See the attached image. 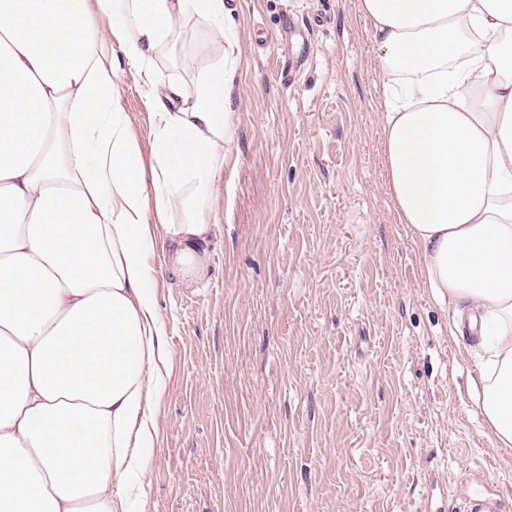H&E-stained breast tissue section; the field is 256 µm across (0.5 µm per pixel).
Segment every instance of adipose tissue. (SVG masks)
Instances as JSON below:
<instances>
[{"mask_svg":"<svg viewBox=\"0 0 512 512\" xmlns=\"http://www.w3.org/2000/svg\"><path fill=\"white\" fill-rule=\"evenodd\" d=\"M400 223L475 395L512 447V0H361ZM190 13L224 53L194 90L157 59ZM224 0H0V512H130L163 327L149 258L199 287L224 208L239 44ZM151 109L141 152L116 66Z\"/></svg>","mask_w":512,"mask_h":512,"instance_id":"obj_1","label":"adipose tissue"}]
</instances>
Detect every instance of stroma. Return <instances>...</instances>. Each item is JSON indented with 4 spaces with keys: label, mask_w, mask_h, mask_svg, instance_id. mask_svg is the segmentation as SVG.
I'll list each match as a JSON object with an SVG mask.
<instances>
[{
    "label": "stroma",
    "mask_w": 512,
    "mask_h": 512,
    "mask_svg": "<svg viewBox=\"0 0 512 512\" xmlns=\"http://www.w3.org/2000/svg\"><path fill=\"white\" fill-rule=\"evenodd\" d=\"M242 50L207 277L155 252L156 445L133 512H512V449L471 395L389 190L377 49L360 0H224ZM222 52L194 14L160 54L193 89ZM117 76L141 148L149 109Z\"/></svg>",
    "instance_id": "stroma-1"
}]
</instances>
